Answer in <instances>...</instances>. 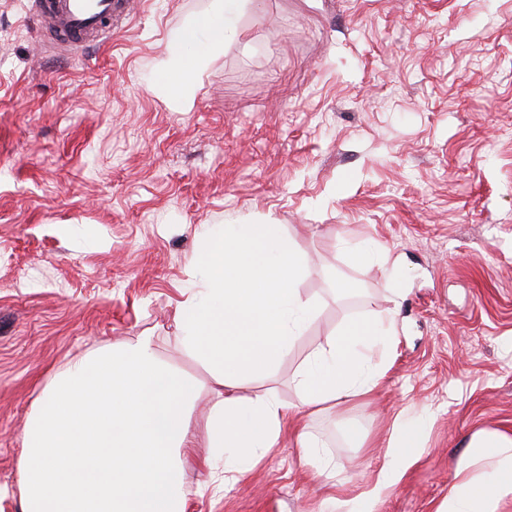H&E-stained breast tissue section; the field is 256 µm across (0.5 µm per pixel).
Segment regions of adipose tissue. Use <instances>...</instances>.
Here are the masks:
<instances>
[{"label":"adipose tissue","mask_w":512,"mask_h":512,"mask_svg":"<svg viewBox=\"0 0 512 512\" xmlns=\"http://www.w3.org/2000/svg\"><path fill=\"white\" fill-rule=\"evenodd\" d=\"M250 0H215L192 16L171 38V49L152 79L179 111L194 106V86L205 64L224 47ZM197 260L208 285L206 295L181 306L178 323L187 349L214 379L211 389L209 442L224 460V481L234 483L273 445L293 409L333 405L373 392L384 375L383 361L373 349H386L396 322L388 314L345 325L323 344L298 372L293 383L299 395L291 408L271 393L240 396L244 385L264 381L288 348L301 336L312 307L299 298L294 284L302 272L295 242L280 225L249 224L244 230L225 225L210 234ZM390 453L375 485H392L400 471L422 451L414 423H395ZM512 498V436L496 430L472 435L468 450L455 465V481L436 512H500Z\"/></svg>","instance_id":"1"}]
</instances>
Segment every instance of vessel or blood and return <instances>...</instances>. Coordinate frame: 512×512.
<instances>
[{"mask_svg":"<svg viewBox=\"0 0 512 512\" xmlns=\"http://www.w3.org/2000/svg\"><path fill=\"white\" fill-rule=\"evenodd\" d=\"M130 10V0H39L40 16L52 25V43L77 52L102 42L113 20Z\"/></svg>","mask_w":512,"mask_h":512,"instance_id":"obj_1","label":"vessel or blood"}]
</instances>
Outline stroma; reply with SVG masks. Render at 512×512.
Listing matches in <instances>:
<instances>
[{
	"label": "stroma",
	"mask_w": 512,
	"mask_h": 512,
	"mask_svg": "<svg viewBox=\"0 0 512 512\" xmlns=\"http://www.w3.org/2000/svg\"><path fill=\"white\" fill-rule=\"evenodd\" d=\"M210 3L136 0L105 43L67 54L31 0H0V512H20L23 433L53 381L143 336L204 387L187 512H340L332 493L436 512L467 439L512 434V0H251L176 112L147 79ZM267 222L305 257L295 286L316 314L244 395L297 403L294 375L347 321L391 311L397 333L372 395L289 419L223 486L198 464L211 377L176 313L204 288L205 231ZM372 243L383 253L354 264ZM406 415L424 416V451L374 492ZM303 427L336 458L331 487L298 457Z\"/></svg>",
	"instance_id": "35a3bbf8"
}]
</instances>
